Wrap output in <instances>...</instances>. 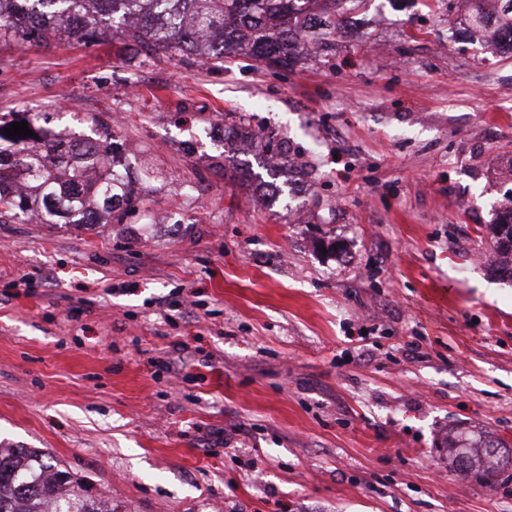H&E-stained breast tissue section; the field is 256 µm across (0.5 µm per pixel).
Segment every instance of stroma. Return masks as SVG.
Masks as SVG:
<instances>
[{"label":"stroma","instance_id":"35a3bbf8","mask_svg":"<svg viewBox=\"0 0 512 512\" xmlns=\"http://www.w3.org/2000/svg\"><path fill=\"white\" fill-rule=\"evenodd\" d=\"M465 8L367 0L287 67L0 40V112L104 113L161 185L111 227L0 224V443L118 512H512V467L442 446L512 443V52ZM492 231L494 233L496 249L495 252L498 256L497 269L507 273V277L512 279V260L508 270H504L499 264V256L502 254H510L512 259V208L508 211L506 218L500 224H492ZM445 448L458 471L468 473L476 468L488 480L500 474V448H511V444L488 434L476 438L460 433L448 435Z\"/></svg>","mask_w":512,"mask_h":512}]
</instances>
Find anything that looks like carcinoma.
<instances>
[{
	"label": "carcinoma",
	"instance_id": "carcinoma-1",
	"mask_svg": "<svg viewBox=\"0 0 512 512\" xmlns=\"http://www.w3.org/2000/svg\"><path fill=\"white\" fill-rule=\"evenodd\" d=\"M364 0H0V37L20 36L41 46L54 35L90 47L114 29L129 46L156 56L190 54L208 69L247 46L269 65L286 67L307 43L327 45L349 8ZM512 34V0H472L469 26L490 24ZM25 121L36 136L8 138L4 129ZM47 115L31 111L0 114V224L25 222L93 228L122 224L136 207L151 210L159 189L134 184L150 172L129 168L112 124L92 117V134L56 131ZM497 255H512V209L492 225ZM488 434L448 435L446 448L460 472L474 468L483 478L500 474V449ZM0 512H116L88 494L85 480L47 454L0 445Z\"/></svg>",
	"mask_w": 512,
	"mask_h": 512
}]
</instances>
